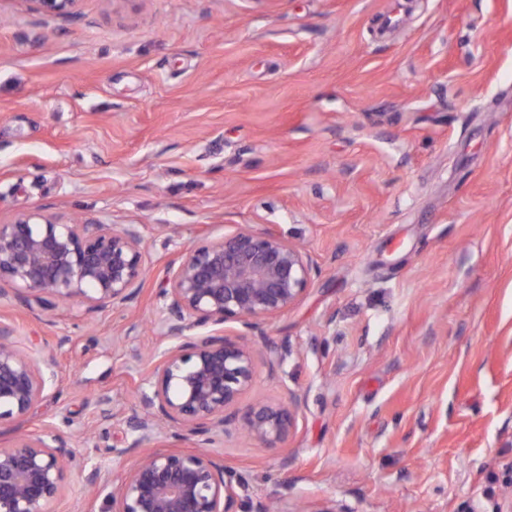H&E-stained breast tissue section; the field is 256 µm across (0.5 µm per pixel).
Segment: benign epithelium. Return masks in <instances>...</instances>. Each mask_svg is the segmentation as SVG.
<instances>
[{
  "mask_svg": "<svg viewBox=\"0 0 512 512\" xmlns=\"http://www.w3.org/2000/svg\"><path fill=\"white\" fill-rule=\"evenodd\" d=\"M29 9L66 19L79 0H25ZM318 268L307 252L288 239L252 224L189 247L168 269L161 323L176 341L153 370L155 380L137 393L133 429L126 448L108 447L128 462L114 481L73 450V439L46 425L0 447V512H54L65 471L76 468L91 500L105 495L110 512H271L254 503L245 480L207 448L224 434L227 412H241L245 433L265 448L288 442L296 430L290 406L256 400L239 410L255 381L257 362L282 366L288 347L260 349L225 332L228 323L252 326L293 307ZM147 275L143 237L136 224L62 221L38 212L0 224V300L31 309L80 299L92 313L134 301ZM56 355L50 349L21 350L11 329L0 325V419L20 422L52 385ZM191 450L161 444L130 462L132 450L158 435L159 425Z\"/></svg>",
  "mask_w": 512,
  "mask_h": 512,
  "instance_id": "1",
  "label": "benign epithelium"
}]
</instances>
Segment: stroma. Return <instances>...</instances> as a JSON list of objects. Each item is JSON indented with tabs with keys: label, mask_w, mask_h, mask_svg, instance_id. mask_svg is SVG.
<instances>
[{
	"label": "stroma",
	"mask_w": 512,
	"mask_h": 512,
	"mask_svg": "<svg viewBox=\"0 0 512 512\" xmlns=\"http://www.w3.org/2000/svg\"><path fill=\"white\" fill-rule=\"evenodd\" d=\"M39 210L138 225L123 308L0 303L56 354L25 424L88 466L131 442L172 341L158 294L193 244L256 224L321 273L232 329L287 346L243 404L300 399L286 444L213 448L256 500L310 512H512V0H0V224ZM123 403L105 418L102 398ZM78 2L79 0H26L31 11L60 19L74 15Z\"/></svg>",
	"instance_id": "stroma-1"
}]
</instances>
